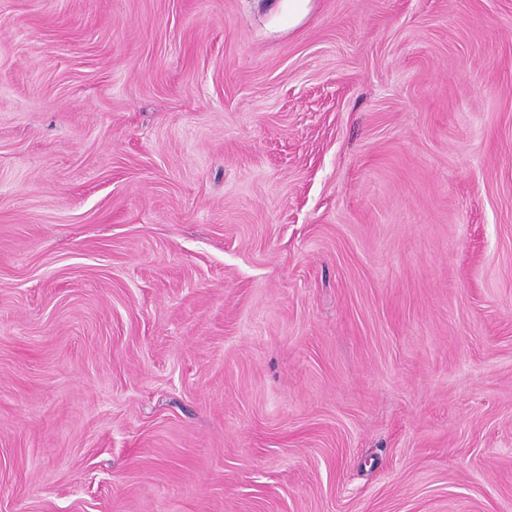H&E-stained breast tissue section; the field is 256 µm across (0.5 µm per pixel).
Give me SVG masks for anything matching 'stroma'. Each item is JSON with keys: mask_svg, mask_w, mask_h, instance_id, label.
I'll use <instances>...</instances> for the list:
<instances>
[{"mask_svg": "<svg viewBox=\"0 0 512 512\" xmlns=\"http://www.w3.org/2000/svg\"><path fill=\"white\" fill-rule=\"evenodd\" d=\"M0 512H512V0H0Z\"/></svg>", "mask_w": 512, "mask_h": 512, "instance_id": "stroma-1", "label": "stroma"}]
</instances>
